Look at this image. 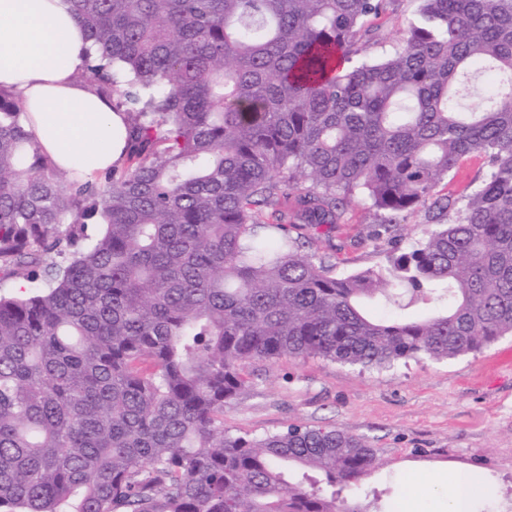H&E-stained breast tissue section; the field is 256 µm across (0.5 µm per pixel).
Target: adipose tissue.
Returning <instances> with one entry per match:
<instances>
[{
  "mask_svg": "<svg viewBox=\"0 0 512 512\" xmlns=\"http://www.w3.org/2000/svg\"><path fill=\"white\" fill-rule=\"evenodd\" d=\"M93 52L65 0H0V87L70 178L84 182L123 153L127 127L111 101L75 75Z\"/></svg>",
  "mask_w": 512,
  "mask_h": 512,
  "instance_id": "obj_1",
  "label": "adipose tissue"
}]
</instances>
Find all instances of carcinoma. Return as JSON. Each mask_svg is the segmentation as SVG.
<instances>
[{
    "label": "carcinoma",
    "mask_w": 512,
    "mask_h": 512,
    "mask_svg": "<svg viewBox=\"0 0 512 512\" xmlns=\"http://www.w3.org/2000/svg\"><path fill=\"white\" fill-rule=\"evenodd\" d=\"M75 75L129 119L120 164L70 181L0 89V512H364L376 449L335 426L224 429L251 361L386 369L512 334V0H67ZM470 154L477 189L437 187ZM363 194L350 275L307 252ZM98 226L90 238L88 223ZM393 11L378 19H374L371 25L377 28V39H381L379 44H372L369 49L371 57H378L383 53L392 50L396 37L399 32L407 25L413 17L414 3L409 0H397L392 6ZM341 222L330 240V245L336 247L337 274H349L385 262L383 247L376 248L369 240L371 226L379 221L364 195H357L345 208ZM426 206L421 207L418 212L404 217L400 224H397L395 228L398 229L395 233L401 234L402 246L408 247L415 239H418L421 235L420 224H431L427 223L425 217Z\"/></svg>",
    "instance_id": "obj_1"
}]
</instances>
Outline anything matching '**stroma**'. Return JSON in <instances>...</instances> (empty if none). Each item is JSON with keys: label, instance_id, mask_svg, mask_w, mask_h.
I'll return each instance as SVG.
<instances>
[{"label": "stroma", "instance_id": "1", "mask_svg": "<svg viewBox=\"0 0 512 512\" xmlns=\"http://www.w3.org/2000/svg\"><path fill=\"white\" fill-rule=\"evenodd\" d=\"M412 0H395L375 19L376 57L389 52L413 16ZM377 219L357 195L330 241L319 253L336 252V271L349 274L384 263L370 241ZM512 335L455 358L410 360L389 369H361L319 358L253 361L245 370L254 389L224 410L234 433L261 435L295 423L336 426L366 438L377 451L375 470L350 489L347 503L362 508L373 500L393 504L416 498L425 512H438L441 495L429 469L457 464L480 475L488 488L486 512H512Z\"/></svg>", "mask_w": 512, "mask_h": 512}]
</instances>
